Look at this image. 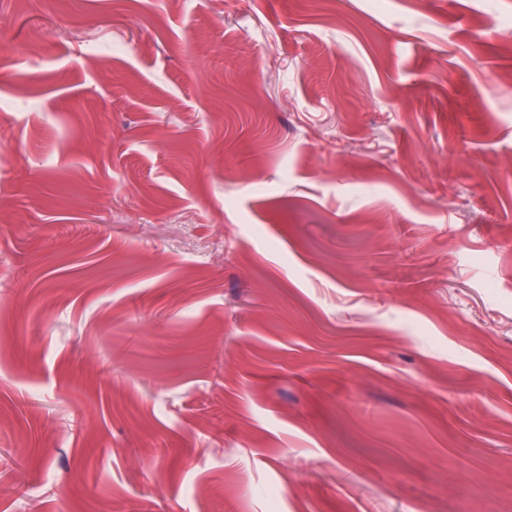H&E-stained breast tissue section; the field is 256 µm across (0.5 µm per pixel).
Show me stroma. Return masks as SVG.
Returning a JSON list of instances; mask_svg holds the SVG:
<instances>
[{
	"label": "stroma",
	"instance_id": "obj_1",
	"mask_svg": "<svg viewBox=\"0 0 512 512\" xmlns=\"http://www.w3.org/2000/svg\"><path fill=\"white\" fill-rule=\"evenodd\" d=\"M0 512H512V0H0Z\"/></svg>",
	"mask_w": 512,
	"mask_h": 512
}]
</instances>
